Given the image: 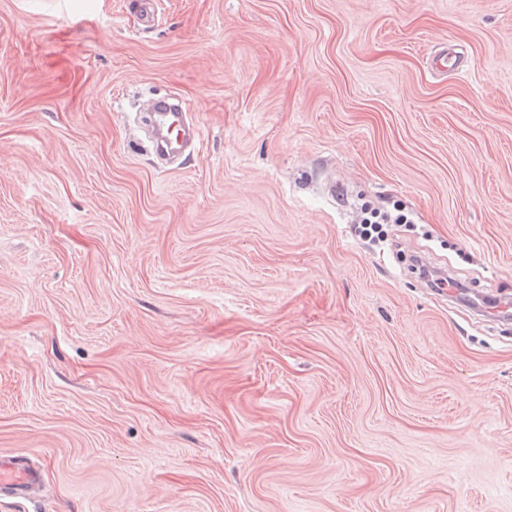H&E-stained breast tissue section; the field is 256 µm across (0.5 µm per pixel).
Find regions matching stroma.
Instances as JSON below:
<instances>
[{"instance_id": "35a3bbf8", "label": "stroma", "mask_w": 512, "mask_h": 512, "mask_svg": "<svg viewBox=\"0 0 512 512\" xmlns=\"http://www.w3.org/2000/svg\"><path fill=\"white\" fill-rule=\"evenodd\" d=\"M136 2L0 0V512H512V0ZM175 104L177 108L172 105ZM152 111L157 117L159 129H167L172 126L174 132H181L184 138H199L200 128H190L184 123V115L182 105L180 103H170L168 99H160L151 103ZM176 111V112H172ZM374 218L379 220L365 221L364 224H357L355 226V233L364 240L371 241L374 244L384 242L386 240V231L383 224L389 223L392 216L389 214L374 213ZM39 482L36 469L15 464L12 460H0V490L26 495Z\"/></svg>"}]
</instances>
